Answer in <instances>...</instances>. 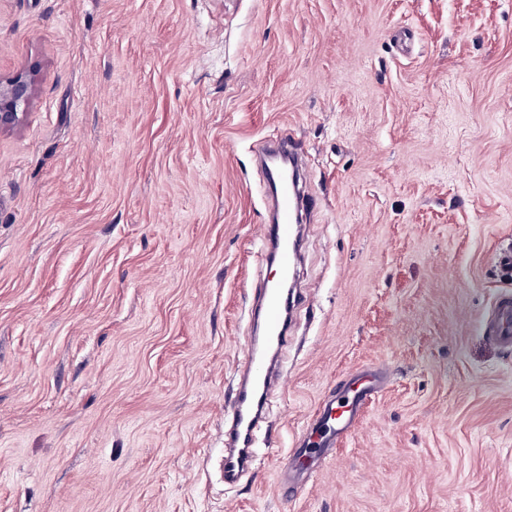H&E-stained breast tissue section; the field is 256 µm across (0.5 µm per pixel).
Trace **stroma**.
<instances>
[{"label": "stroma", "instance_id": "35a3bbf8", "mask_svg": "<svg viewBox=\"0 0 512 512\" xmlns=\"http://www.w3.org/2000/svg\"><path fill=\"white\" fill-rule=\"evenodd\" d=\"M0 512H512V0H0ZM312 170L283 389L224 481L254 147ZM389 385L283 480L326 400ZM31 73H18L6 80L0 78V131L20 125L34 93ZM484 333L501 347L512 348V300L500 298L492 319L484 326Z\"/></svg>", "mask_w": 512, "mask_h": 512}]
</instances>
